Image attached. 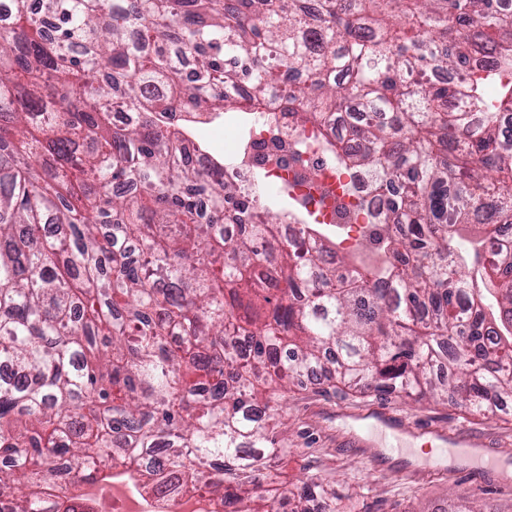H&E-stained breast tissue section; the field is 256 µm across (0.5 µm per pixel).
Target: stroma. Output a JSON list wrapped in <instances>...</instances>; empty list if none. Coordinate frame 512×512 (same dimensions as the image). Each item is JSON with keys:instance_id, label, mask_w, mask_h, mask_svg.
Returning a JSON list of instances; mask_svg holds the SVG:
<instances>
[{"instance_id": "obj_1", "label": "stroma", "mask_w": 512, "mask_h": 512, "mask_svg": "<svg viewBox=\"0 0 512 512\" xmlns=\"http://www.w3.org/2000/svg\"><path fill=\"white\" fill-rule=\"evenodd\" d=\"M375 403L397 407L415 424L450 430L465 426L493 454L512 461V403L486 416L449 401L417 403L389 391L347 393L324 380L290 391L273 422L288 447L277 466L282 484L292 488L310 478L327 479L343 501L354 504L355 512H450L462 498L488 512H512V483L500 484L498 474L475 478L445 473L405 481L390 474L399 462L385 454V440H377L372 450L352 447L345 412Z\"/></svg>"}]
</instances>
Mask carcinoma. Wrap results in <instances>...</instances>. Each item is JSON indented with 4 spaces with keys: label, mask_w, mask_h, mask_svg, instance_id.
Wrapping results in <instances>:
<instances>
[{
    "label": "carcinoma",
    "mask_w": 512,
    "mask_h": 512,
    "mask_svg": "<svg viewBox=\"0 0 512 512\" xmlns=\"http://www.w3.org/2000/svg\"><path fill=\"white\" fill-rule=\"evenodd\" d=\"M44 2L53 33L28 0L0 26V512H71L62 460L97 448L222 512H352L279 482L289 386L319 370L485 415L512 396V241L485 249L512 224L508 0ZM202 116L241 123L239 164L285 133L298 162L371 172L378 200L340 184L332 225L381 222L331 247L288 176L262 197L194 168Z\"/></svg>",
    "instance_id": "carcinoma-1"
}]
</instances>
